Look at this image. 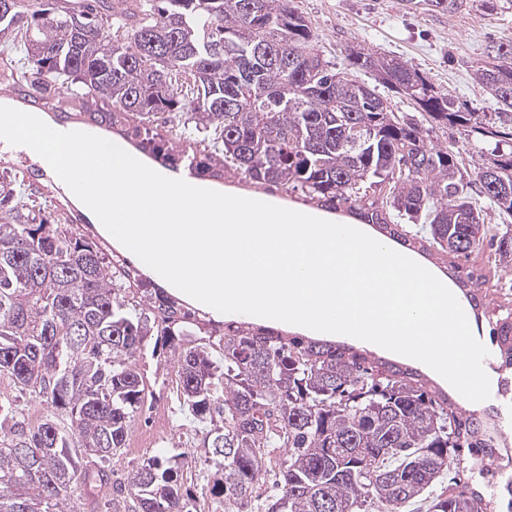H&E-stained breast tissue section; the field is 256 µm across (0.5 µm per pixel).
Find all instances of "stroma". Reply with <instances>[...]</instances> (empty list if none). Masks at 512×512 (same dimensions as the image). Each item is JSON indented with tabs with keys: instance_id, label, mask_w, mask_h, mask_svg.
Segmentation results:
<instances>
[{
	"instance_id": "1",
	"label": "stroma",
	"mask_w": 512,
	"mask_h": 512,
	"mask_svg": "<svg viewBox=\"0 0 512 512\" xmlns=\"http://www.w3.org/2000/svg\"><path fill=\"white\" fill-rule=\"evenodd\" d=\"M501 3L499 14L491 18L477 7L452 14L425 9L410 13L405 11L402 0H290L291 6L311 21L318 46L337 67H344L345 57L353 49L395 57L426 76L437 91L472 102L480 111L488 113L497 111V102L474 81L472 67L485 59L494 43L512 40V0H501ZM0 161L6 163L22 188L31 189L28 203L37 217L56 224H70L73 233L97 242L106 261L119 257L138 270V287H156L153 274L142 268L139 260L124 247L100 232L95 218L86 213L71 190L52 184L51 173H40V161L24 147L0 142ZM201 184L226 194H258L271 204L319 213L339 224L356 221L345 210L321 209L301 192L281 186H256L231 174L218 181L205 178ZM465 265L485 276L480 290L485 316L512 309V268H500L490 246L472 252ZM328 342L364 354L371 362L413 372L415 379L437 401H448L455 410L493 412V421L502 438L512 443V401L494 393L485 401L472 402L420 361L350 336H332ZM136 363L149 397L131 424L117 468L130 470L155 455L170 458L189 454L191 466L184 471L183 481L198 512H228L224 503L211 495L207 483L208 474L214 471L201 446L207 428L183 409L176 398L177 364L170 348L162 344L159 336H149L136 354Z\"/></svg>"
}]
</instances>
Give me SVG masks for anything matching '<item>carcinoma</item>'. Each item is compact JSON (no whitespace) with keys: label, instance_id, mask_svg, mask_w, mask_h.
<instances>
[{"label":"carcinoma","instance_id":"1","mask_svg":"<svg viewBox=\"0 0 512 512\" xmlns=\"http://www.w3.org/2000/svg\"><path fill=\"white\" fill-rule=\"evenodd\" d=\"M9 2L0 38L23 54L11 80L31 105L77 84L109 106L78 113L98 126L136 115L175 124L190 144L205 133L224 159L200 152L197 174L221 179L231 168L254 185L289 187L408 248L466 257L489 231L479 199L512 215L503 194L512 189L511 41L474 69L499 104L490 117L396 58L353 50L346 71L337 69L289 0ZM467 4L427 0L442 13ZM260 46L276 62L257 61L243 76L244 57ZM311 86L315 98L306 95ZM395 97L414 101L424 121L395 112ZM433 124L462 128L475 179L459 153L433 143ZM151 154L169 168L184 158L164 140ZM367 182L387 190L371 200ZM495 256L512 264L511 236L495 242ZM450 267L479 309L481 277ZM127 282L96 243L36 220L14 180L0 176V373L55 411L31 427L0 402V512H77L80 480L94 472L110 484L145 397L133 359L153 331L177 353L183 404L213 426L203 447L215 466L211 492L224 502L243 507L274 471L279 493L264 512H368L374 500L396 512L424 497L428 512H495L493 503L512 512V482L488 483L484 494L455 481L429 494L461 464L458 449L492 463L496 448L480 419L438 403L410 373L250 323L224 326L220 364L183 303ZM137 293L139 310L129 302ZM489 326L497 370L512 376V312ZM108 500L112 512H197L178 468L158 456L112 485Z\"/></svg>","mask_w":512,"mask_h":512}]
</instances>
